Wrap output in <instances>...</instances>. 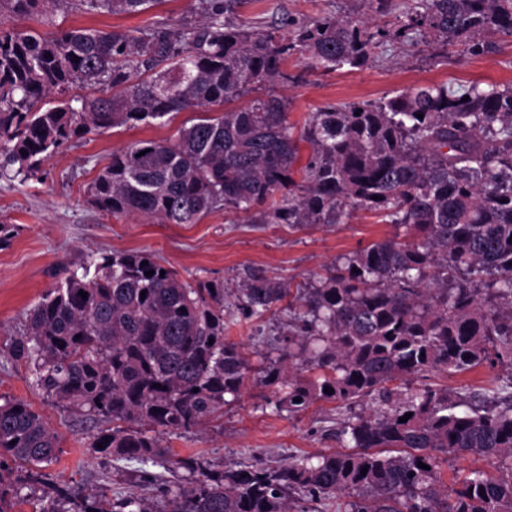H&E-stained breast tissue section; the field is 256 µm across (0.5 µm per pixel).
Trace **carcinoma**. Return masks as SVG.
<instances>
[{"label":"carcinoma","instance_id":"cac0c4a2","mask_svg":"<svg viewBox=\"0 0 512 512\" xmlns=\"http://www.w3.org/2000/svg\"><path fill=\"white\" fill-rule=\"evenodd\" d=\"M154 2L0 0V13L66 3L137 15ZM235 2L200 0L202 19L180 28H0V179L36 176L92 131L253 93L243 107L182 126L171 143L139 140L113 153L88 187L90 203L161 224L223 208L259 224H338L364 210L404 237L336 259L314 284L250 267L228 312L223 284L194 287L149 253L104 255L67 276L34 307L10 356L33 368L52 401L104 424L93 453L144 466V482L154 479L149 465L189 476L157 499L48 487L43 512H309L328 499L336 512H512V84L462 93L425 85L328 105L300 126L288 123V98L257 94L292 80L293 55L323 73L357 69L378 43L411 32L492 54L512 37V0H406V21L392 32L326 16L287 34L236 22ZM98 85L112 95L45 103ZM302 142L311 148L304 164ZM285 300L288 320L255 369L224 332L235 312L262 317ZM482 365L506 370L501 389L463 396L430 382ZM251 382L283 391L276 409L293 416L336 403L325 433L341 450L217 471L162 446L161 434L202 425ZM58 449L42 415L0 402V512L22 489L15 472L50 463ZM466 456L495 461L497 475L472 470L448 486L441 464Z\"/></svg>","mask_w":512,"mask_h":512}]
</instances>
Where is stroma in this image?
Masks as SVG:
<instances>
[{
  "label": "stroma",
  "mask_w": 512,
  "mask_h": 512,
  "mask_svg": "<svg viewBox=\"0 0 512 512\" xmlns=\"http://www.w3.org/2000/svg\"><path fill=\"white\" fill-rule=\"evenodd\" d=\"M198 0H160L138 15L86 13L57 6L32 18L0 14V28L34 30L49 36L83 27L128 30L152 22L180 26L197 20ZM402 7L380 14L373 0H238L237 21L261 30L289 22L306 24L325 16L348 17L370 27L395 30L404 21ZM286 68L293 80L274 92L288 97V120L303 122L308 113L329 104L375 101L422 85L448 84L461 89L474 83H512V39L495 54L470 56L460 47L434 48L421 36L386 40L365 67L323 73L308 70L297 57ZM197 110L174 114L164 124L115 127L91 132L62 146L38 177L26 182L0 179V224L12 231L0 245V398L24 401L60 437L56 459L44 472L54 485L82 493L116 497L130 489L137 465L107 461L89 448L98 425L89 417L53 404L34 382L31 367L9 357L11 341L22 331L43 295L81 267L112 253L144 251L196 284L218 282L235 303L241 273L259 267L285 282L316 281L326 268L359 246L393 238L397 227L368 211L338 224H255L249 214L216 210L193 224H153L136 217H114L94 207L88 186L113 153L143 139H175L178 130L200 118ZM280 313L262 320L239 318L228 334L253 367L268 337L286 321ZM275 388L253 385L203 427L163 435L162 443L181 457L201 456L215 469L233 462L281 466L292 456L336 451L324 437L336 422V405L317 402L297 416L277 411Z\"/></svg>",
  "instance_id": "obj_1"
}]
</instances>
